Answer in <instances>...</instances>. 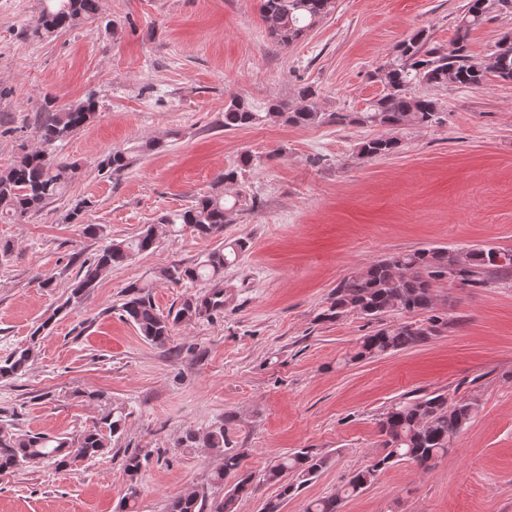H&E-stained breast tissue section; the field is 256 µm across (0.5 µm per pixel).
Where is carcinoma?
<instances>
[{
	"mask_svg": "<svg viewBox=\"0 0 512 512\" xmlns=\"http://www.w3.org/2000/svg\"><path fill=\"white\" fill-rule=\"evenodd\" d=\"M42 7L30 25L35 38H48L84 20L96 18L100 0H41ZM335 8V0H260L263 21H272L270 34L288 47L313 29ZM512 9V0H467L464 5L458 37L452 47L444 49L431 42L427 30L420 28L393 48L392 58L376 71L383 83V95L365 112H332L321 110L315 91L309 87L298 93L293 104L268 102L255 108L240 98H233L224 108V129L239 130L265 122L292 126H311L324 122L338 126L382 127L387 134L359 144L356 159H373L398 153L401 133L412 127H429L441 122L437 102L428 96H410L412 83L426 86L448 84L480 87L490 79L512 82V35H504L490 54L482 59L469 54L467 36L470 29L481 25L490 15ZM96 102L87 98L80 103L46 112L38 121V144L0 169V213L23 218L56 201L74 179L78 166L57 154L74 133L94 116ZM134 151L114 150L100 163V170L121 175L133 163ZM253 156L244 152L238 163L224 170L214 181L212 192L195 198L190 206L162 218V223L190 230L200 237L218 235L233 207L226 205L224 186L237 182ZM155 229L148 227L130 240H110L92 257L84 259L74 282L68 286L66 298L43 322L34 327L31 343L14 349L0 360V378L22 376L33 359L37 336L48 329L57 315L70 309L97 287L101 278L127 262L133 255L156 247ZM228 254L218 250L196 263L173 264L160 271V279L171 283L190 284L207 280L213 283L204 296L183 298L175 313L164 316L156 311L145 286L129 285L122 303L123 317L134 324L141 336L158 345L170 344L173 328L180 323L199 319L224 307V290L219 279ZM512 277V251L483 246L467 251L448 247L419 248L380 259L345 276L333 289L326 320H338L355 312L363 318L383 323V327L362 337L356 352L347 356L355 362L365 358L392 355L423 344L448 327V318L435 313V289L448 280L465 287H483L493 278ZM427 314L419 321L387 324L392 315ZM476 404L457 400L448 403L441 392L419 395L393 404L379 421L385 453L354 472L336 493L309 503L306 512H340L343 500L363 493L386 468L411 461L420 467L452 449V444L473 420ZM128 414L121 406L108 407L93 428L75 437H54L36 433L17 436L9 424L0 425V475L47 461L57 469L72 466L71 449L87 460H94L111 447ZM233 415L224 417V425L208 432L204 444L224 452V467L212 475V484L224 485L230 475L239 480L224 496L206 504L205 497L189 492L175 497L169 512H236L237 501L248 490L251 475L241 473L246 458L230 438ZM327 459L308 451H296L278 459L265 473L269 482L280 484L278 500L266 503L265 512H280L281 500L313 480L326 466Z\"/></svg>",
	"mask_w": 512,
	"mask_h": 512,
	"instance_id": "1",
	"label": "carcinoma"
}]
</instances>
